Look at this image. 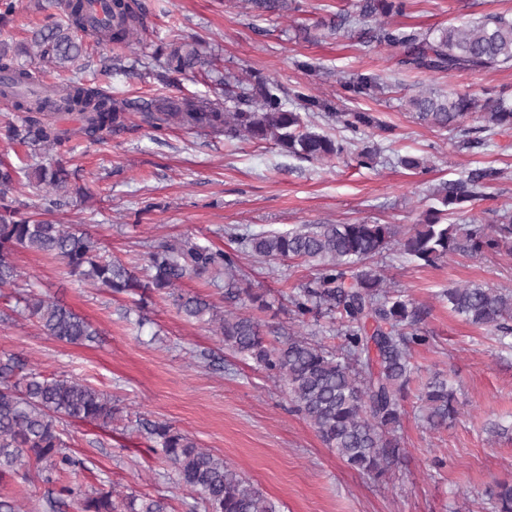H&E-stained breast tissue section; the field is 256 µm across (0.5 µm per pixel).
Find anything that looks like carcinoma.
<instances>
[{
    "instance_id": "carcinoma-1",
    "label": "carcinoma",
    "mask_w": 512,
    "mask_h": 512,
    "mask_svg": "<svg viewBox=\"0 0 512 512\" xmlns=\"http://www.w3.org/2000/svg\"><path fill=\"white\" fill-rule=\"evenodd\" d=\"M63 17L45 16L29 43L10 53L0 42V71L12 73L18 84H32L36 72L17 63L26 55L59 72H71L53 83L46 95L0 99L25 113L8 126L10 139L30 149L32 162L22 166L0 162V289L19 288L14 255L20 250L41 252L65 262L71 274L97 283L113 294L162 291L184 278L209 270L224 272L226 294L238 297V255L191 240L165 242L148 255L149 275L140 279L118 261L101 253L90 232L78 225L37 219L23 211L13 197L18 186L36 180L45 187L43 214L67 204L70 188L68 160L51 151L75 137L92 142L124 127L128 112H163L162 122L177 120L228 139L272 140L285 152L318 162L341 158L345 145L312 130L301 113L287 108L279 85L257 75L243 80L224 76V100L183 97L162 104L116 103L112 95L76 74L87 55L84 38L130 47L140 43L146 29L145 10L132 0H112L108 22L87 29L83 0H59ZM406 0H358L356 11H340L318 26L334 34L345 25L358 27L366 43L401 50L399 63L411 69L464 73L512 65V16L488 14L474 22L421 34L379 22L377 16L403 15ZM205 65L194 41L165 53L160 79L193 73ZM418 120L446 130L461 127L479 107L462 94L419 93L410 98ZM481 117L496 127L512 129V102L488 100ZM344 123L358 133L374 123L366 112L348 114ZM487 171L444 181L430 193L433 205L419 224L400 230L395 224H304L288 232L241 235L251 252L268 261L299 259L317 272L314 285L293 293L290 302L300 322L326 309L336 313L340 344L329 349L319 341L288 335L277 345L267 341L254 317L226 314L197 295L177 296L178 308L189 318L216 327L224 345L283 383L296 410L313 426L324 445L348 466L375 479L398 463L402 448L398 429L405 416L403 401L416 373L411 350L429 343L419 327V312L401 294L384 287L375 260L398 249L419 266H432L450 255L474 256L508 245L512 252V211L494 224H450L448 216L483 196ZM448 307L466 322L492 328L500 340L512 339V292L480 285L454 287L445 293ZM16 306L55 340L69 345L93 342L97 330L66 304L32 291L16 295ZM422 419L431 429L448 425L458 414L456 392L448 379L433 373L418 389ZM118 408L107 393L64 375L47 376L37 369L15 374L12 361L0 362V482L22 468L35 470L47 483H56L57 497L46 501L56 509L64 498H75L80 512H169L163 497L129 493L117 501L114 490L80 493L63 482L77 461L68 453L64 423L109 424ZM180 481L195 492L205 512H279L224 458L201 448L189 435L168 422L147 425ZM493 512H512V482H498L489 491Z\"/></svg>"
}]
</instances>
